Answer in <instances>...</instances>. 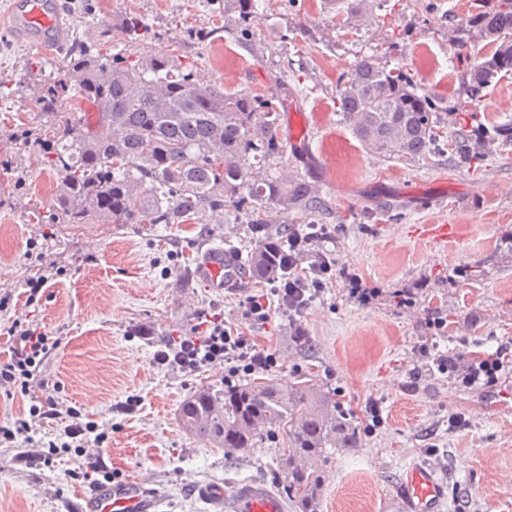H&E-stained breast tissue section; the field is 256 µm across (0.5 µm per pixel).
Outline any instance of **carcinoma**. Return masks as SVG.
<instances>
[{"instance_id":"1","label":"carcinoma","mask_w":512,"mask_h":512,"mask_svg":"<svg viewBox=\"0 0 512 512\" xmlns=\"http://www.w3.org/2000/svg\"><path fill=\"white\" fill-rule=\"evenodd\" d=\"M240 36L259 15L260 0H230ZM467 26L495 45L491 56L470 66L467 92L481 102L484 91L512 75V0L492 14H476ZM146 29L131 15L123 33L130 43ZM38 98L53 117L44 137V159L58 174L49 214L42 224H190L198 216L224 223L230 209L248 216L253 245L247 252L253 277L288 274L291 224L271 227L270 213L328 210L319 187L264 170L283 153L280 113L271 99L247 90L226 92L194 78L167 55L133 57L124 47L112 54L70 55L59 80ZM88 105L95 126L69 113ZM338 112L369 152L412 162L450 153L481 169L486 148L512 138V123L492 129L478 122V109L460 117L439 107L405 71L375 54L358 60L337 92ZM179 421L190 434L233 455L247 454L277 430L287 433L278 471L286 497L302 512H317L322 475L315 461L330 448H356L360 431L351 414L330 404L307 382L290 390L264 381L198 390L181 406Z\"/></svg>"}]
</instances>
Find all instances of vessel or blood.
<instances>
[{
  "instance_id": "vessel-or-blood-1",
  "label": "vessel or blood",
  "mask_w": 512,
  "mask_h": 512,
  "mask_svg": "<svg viewBox=\"0 0 512 512\" xmlns=\"http://www.w3.org/2000/svg\"><path fill=\"white\" fill-rule=\"evenodd\" d=\"M7 23L22 41L51 52L61 47L67 30L63 0H10ZM200 275L209 287L224 289L241 284L243 269L223 248L209 250ZM410 512H438L443 485L431 470L415 467L405 481ZM205 497L222 503L224 512H284L282 500L258 480L232 492L208 489ZM82 512H162L159 490L140 475L118 486L100 485L82 494Z\"/></svg>"
}]
</instances>
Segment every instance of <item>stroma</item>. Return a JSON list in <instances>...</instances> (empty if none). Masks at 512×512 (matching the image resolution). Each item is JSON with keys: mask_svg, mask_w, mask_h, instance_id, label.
Instances as JSON below:
<instances>
[{"mask_svg": "<svg viewBox=\"0 0 512 512\" xmlns=\"http://www.w3.org/2000/svg\"><path fill=\"white\" fill-rule=\"evenodd\" d=\"M62 49L40 53L0 27V296L8 317L36 321L61 346L43 365L61 407L106 434L100 450L113 481L148 474L163 512H216L202 489L252 480L276 486L284 432L246 456L188 434L181 404L201 387L222 386V368L185 372L160 363L164 343L196 335L215 314L271 354L264 376L290 388L300 375L341 403L360 428L356 448H330L319 512H407L408 470L442 480L440 512H512V377L466 387L437 367L413 379L416 349L472 360L512 345V142H497L483 171L448 156L387 161L362 148L336 110L337 85L361 57L385 55L440 106L469 105L462 75L490 54L466 31L472 0H368V21L342 20L325 0H267L247 38H237L224 0H65ZM147 26L134 55L168 54L199 80L227 90L286 98L303 114L307 144L285 145L273 174L317 182L329 204L320 245L339 268L300 317L276 307L265 322L246 319L250 297L268 282L247 279L216 292L197 268L212 248L248 234L244 212L220 224H40L57 176L34 151L50 124L38 97L70 54L111 52L128 15ZM465 48H458L457 37ZM305 96H293V89ZM425 224H452L444 246L420 240ZM56 273L35 305L25 293L43 266ZM376 289L369 301L357 291ZM443 318L442 328L431 327ZM377 414H370L369 404ZM464 417L459 427L451 416ZM51 466L0 444V512H77L87 487L78 448H51Z\"/></svg>", "mask_w": 512, "mask_h": 512, "instance_id": "obj_1", "label": "stroma"}]
</instances>
